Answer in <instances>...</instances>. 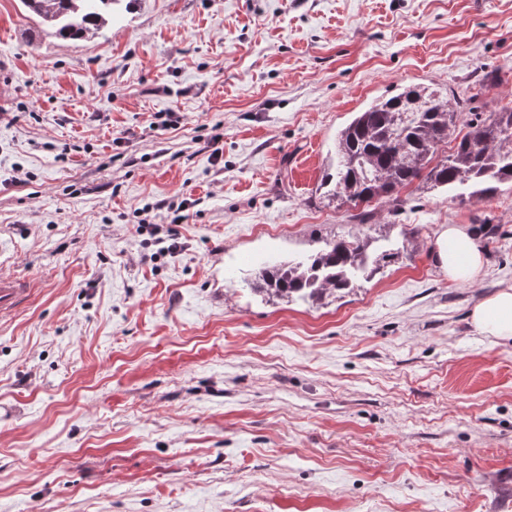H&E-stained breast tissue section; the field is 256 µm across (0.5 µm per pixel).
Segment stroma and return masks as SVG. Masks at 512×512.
I'll return each mask as SVG.
<instances>
[{
    "instance_id": "obj_1",
    "label": "stroma",
    "mask_w": 512,
    "mask_h": 512,
    "mask_svg": "<svg viewBox=\"0 0 512 512\" xmlns=\"http://www.w3.org/2000/svg\"><path fill=\"white\" fill-rule=\"evenodd\" d=\"M512 105V0H134L66 40L0 0V512H512V184L418 186L366 221L336 136L408 84ZM218 161H211V154ZM163 257L138 210L168 224ZM492 226L471 284L431 258ZM400 257L324 304L267 261L334 238ZM28 288L20 280L0 277V315L12 313L23 301ZM470 317L474 327L486 336L512 339V287L475 305Z\"/></svg>"
}]
</instances>
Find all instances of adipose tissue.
I'll list each match as a JSON object with an SVG mask.
<instances>
[{
  "instance_id": "ef3b65f1",
  "label": "adipose tissue",
  "mask_w": 512,
  "mask_h": 512,
  "mask_svg": "<svg viewBox=\"0 0 512 512\" xmlns=\"http://www.w3.org/2000/svg\"><path fill=\"white\" fill-rule=\"evenodd\" d=\"M436 266L457 283H471L484 267V251L474 232L465 224L442 225L434 249ZM471 322L481 333L512 339V287L481 301L471 311Z\"/></svg>"
}]
</instances>
